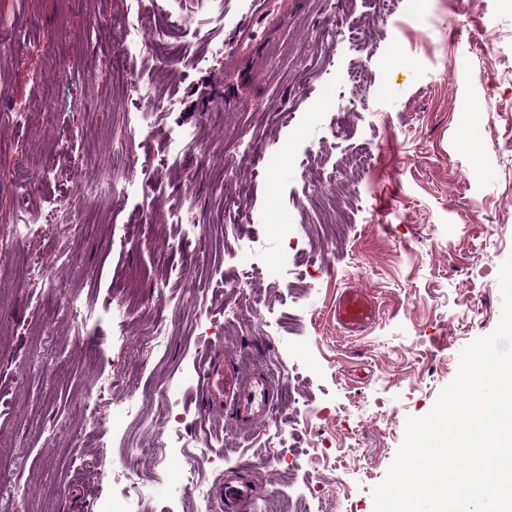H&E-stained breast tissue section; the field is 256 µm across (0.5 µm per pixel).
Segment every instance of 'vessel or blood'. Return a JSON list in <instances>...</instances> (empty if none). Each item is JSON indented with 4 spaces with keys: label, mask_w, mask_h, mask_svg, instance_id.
<instances>
[{
    "label": "vessel or blood",
    "mask_w": 512,
    "mask_h": 512,
    "mask_svg": "<svg viewBox=\"0 0 512 512\" xmlns=\"http://www.w3.org/2000/svg\"><path fill=\"white\" fill-rule=\"evenodd\" d=\"M277 0H253L247 21L233 34L241 52H249L262 40L279 14ZM336 319L348 333L357 335L371 327L379 310L368 293L344 288L336 298ZM199 386L201 406L206 414L231 410L238 417H270L276 412L273 388L265 380H250L240 375L223 354L214 351L201 363ZM228 512H244L252 498L251 487L244 482L229 481L220 490Z\"/></svg>",
    "instance_id": "obj_1"
}]
</instances>
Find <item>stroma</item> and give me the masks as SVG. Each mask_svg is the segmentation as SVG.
Instances as JSON below:
<instances>
[{
    "mask_svg": "<svg viewBox=\"0 0 512 512\" xmlns=\"http://www.w3.org/2000/svg\"><path fill=\"white\" fill-rule=\"evenodd\" d=\"M282 2L278 26L228 75L211 49L229 42L251 0H183L191 31L162 25L180 48L172 60L147 44L113 53L155 15V0H0L20 35L0 49V109L25 111L0 131V241L18 207L83 210L76 188L98 177V155L116 141L132 146L115 174L135 182L145 156H162L179 130L194 131L196 154L222 157L224 169L220 179L196 165L161 169L152 189L15 245L13 274L0 282V434L13 450L0 512H68L73 495L110 512L132 448L148 475L134 512H197L193 496L174 491L190 478L207 488L209 512H225L218 490L235 479L253 489L245 512H375L372 490L407 418L431 411L460 351L498 326L499 271L512 256V0ZM356 73L366 89L385 88L365 110L344 103ZM145 86L177 109L139 112ZM282 105L291 125L271 117ZM340 124L349 137L327 140ZM236 140L287 160L255 173L235 158ZM49 157L45 178L27 182L26 163ZM312 168L353 173L356 191L328 262L288 267L277 262L281 225L321 247ZM171 205L191 223H165ZM245 215L241 234L233 222ZM35 260L62 285L49 311L28 273ZM232 264L254 278L223 287ZM340 288L376 297L381 316L367 333L342 335ZM74 294L96 311V331L73 324ZM249 298L260 303L253 324L236 317ZM162 324L169 335L155 356L144 342ZM96 332L107 341L91 362ZM218 348L240 353L243 371L278 376L281 447L263 422L202 414L198 366ZM105 380L90 431L85 413ZM148 387L167 391L178 424L125 417L123 402Z\"/></svg>",
    "mask_w": 512,
    "mask_h": 512,
    "instance_id": "stroma-1",
    "label": "stroma"
}]
</instances>
